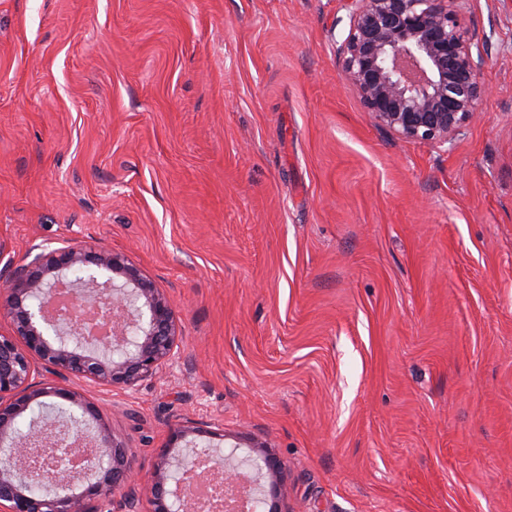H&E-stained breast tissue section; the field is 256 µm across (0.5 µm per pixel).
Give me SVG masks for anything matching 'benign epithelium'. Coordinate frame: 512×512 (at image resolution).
<instances>
[{"instance_id": "benign-epithelium-1", "label": "benign epithelium", "mask_w": 512, "mask_h": 512, "mask_svg": "<svg viewBox=\"0 0 512 512\" xmlns=\"http://www.w3.org/2000/svg\"><path fill=\"white\" fill-rule=\"evenodd\" d=\"M348 30L337 52L369 118L396 137L448 148L478 116L487 89L481 81L484 43L464 21V0H342ZM76 301L102 302L110 336L92 340L82 322L50 317L47 308L60 280ZM0 311L10 331L0 332V512H139V492L151 512H191L184 474L203 457L195 437L217 438L192 422L175 430L153 470L142 475L125 448L100 435L93 464L80 477L45 472L40 448L89 447L85 425L101 415L94 402L69 384L72 377L99 386L132 388L182 354L172 303L140 269L106 248L69 245L42 249L26 264L0 272ZM49 373L52 378L44 377ZM75 407L81 419L65 427L17 422L33 406ZM280 460L257 442L252 453L230 452L224 485L255 473L249 495L281 512ZM42 491H34V485ZM121 497H116V493Z\"/></svg>"}]
</instances>
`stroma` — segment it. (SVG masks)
<instances>
[{"mask_svg":"<svg viewBox=\"0 0 512 512\" xmlns=\"http://www.w3.org/2000/svg\"><path fill=\"white\" fill-rule=\"evenodd\" d=\"M480 117L375 126L341 0H0V267L127 255L182 357L86 387L149 472L179 425L291 512H512V0H468ZM252 447L254 448L251 452L252 454L238 458L235 456V448L237 446H232V451L224 459V468L221 467L224 485L225 487L238 486L243 472L253 471L255 477L249 487V495L254 499L268 503L266 494L259 495L261 492L260 477L268 479L272 489L269 511L281 512V493L277 481L281 462L276 456L263 449L266 448L263 443L256 442ZM219 485L222 486L220 482H210L203 486L201 492L196 495L202 503V509H197L196 512H224V502L228 497L229 491L223 486L222 496L215 497V487Z\"/></svg>","mask_w":512,"mask_h":512,"instance_id":"1","label":"stroma"}]
</instances>
